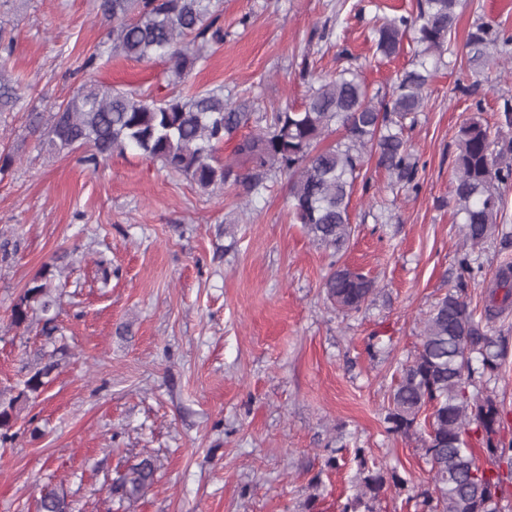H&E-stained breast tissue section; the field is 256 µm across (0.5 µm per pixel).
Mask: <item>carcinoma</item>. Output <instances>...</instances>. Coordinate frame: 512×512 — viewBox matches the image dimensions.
<instances>
[{
  "instance_id": "carcinoma-1",
  "label": "carcinoma",
  "mask_w": 512,
  "mask_h": 512,
  "mask_svg": "<svg viewBox=\"0 0 512 512\" xmlns=\"http://www.w3.org/2000/svg\"><path fill=\"white\" fill-rule=\"evenodd\" d=\"M210 0H100L109 26V52L138 61L161 60L171 82L179 83L212 44L224 41V29L209 10ZM459 0H419L415 15L384 20L374 31L376 53L391 58L404 42L414 46L411 67L396 79L391 96L371 91L356 71L344 68L310 86L302 108L285 107L256 118L255 133L239 135L252 113L224 99V88L180 91L159 100L97 80L81 85L55 111L27 112V127L58 153L84 150L89 169L118 153L135 149L159 162L170 174L191 179L200 189L231 188L244 198L257 196L279 177L288 179L293 220L307 235L339 253L352 234L349 207L366 155L377 157L394 183L416 189L418 161L403 137L402 120L424 111L433 73L447 65L448 36ZM13 32L0 26V112L14 111L30 84L6 74L13 53ZM512 37L501 26L481 22L468 32L469 62L480 65L492 49L507 53ZM335 144L321 146L333 130ZM237 140L234 154L243 165L220 164L219 145ZM489 127L471 119L459 129L453 173L455 216L465 243L475 246L495 234L502 197L499 186L512 181V166H501ZM324 288L343 312L359 311L374 295L373 279L341 264ZM467 283L459 282L421 321L420 342L399 370L384 407L387 431L420 442L430 477L408 500L422 512H502L505 489L512 485V442L500 440L505 412L488 384L497 379L505 350L493 321L512 302V274L503 272L490 292L481 317L467 301ZM59 297L42 274L29 282L11 311L12 324L41 325V335L58 332ZM52 361L31 367L17 395L0 398V444L15 437L19 403L37 397L55 369ZM485 454L489 466L471 473ZM356 491L340 512H376L391 487L406 484L394 468L368 464L357 449ZM149 459L128 468L113 491L128 500L153 482ZM39 512H71L66 493L46 492Z\"/></svg>"
}]
</instances>
